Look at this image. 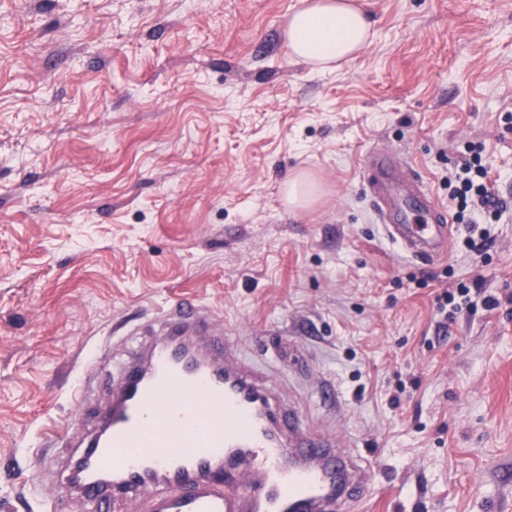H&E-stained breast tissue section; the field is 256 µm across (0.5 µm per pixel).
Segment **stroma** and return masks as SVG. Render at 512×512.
<instances>
[{"mask_svg": "<svg viewBox=\"0 0 512 512\" xmlns=\"http://www.w3.org/2000/svg\"><path fill=\"white\" fill-rule=\"evenodd\" d=\"M363 2L371 43L315 73L288 47L304 0H0V512H46L56 431L95 430L126 343L187 297L368 466L344 512H512V208L486 252L456 223L416 259L366 166L398 154L449 211L480 143L512 200V0ZM476 281L439 331L436 294ZM312 190L308 188L306 177H296L288 182L285 199L290 207L306 205L311 198Z\"/></svg>", "mask_w": 512, "mask_h": 512, "instance_id": "1", "label": "stroma"}]
</instances>
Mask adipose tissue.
<instances>
[{"label":"adipose tissue","mask_w":512,"mask_h":512,"mask_svg":"<svg viewBox=\"0 0 512 512\" xmlns=\"http://www.w3.org/2000/svg\"><path fill=\"white\" fill-rule=\"evenodd\" d=\"M373 35L370 16L358 0H306L287 30L292 56L315 71L351 59Z\"/></svg>","instance_id":"adipose-tissue-1"}]
</instances>
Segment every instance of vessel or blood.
<instances>
[{"label":"vessel or blood","mask_w":512,"mask_h":512,"mask_svg":"<svg viewBox=\"0 0 512 512\" xmlns=\"http://www.w3.org/2000/svg\"><path fill=\"white\" fill-rule=\"evenodd\" d=\"M390 152L368 154L369 191L388 238L413 257L448 250L449 216ZM132 348L98 427L58 467L81 481L50 486L52 502L92 512L140 502L145 512H341L369 473L335 438L311 436L224 343L191 300L158 314Z\"/></svg>","instance_id":"1"}]
</instances>
